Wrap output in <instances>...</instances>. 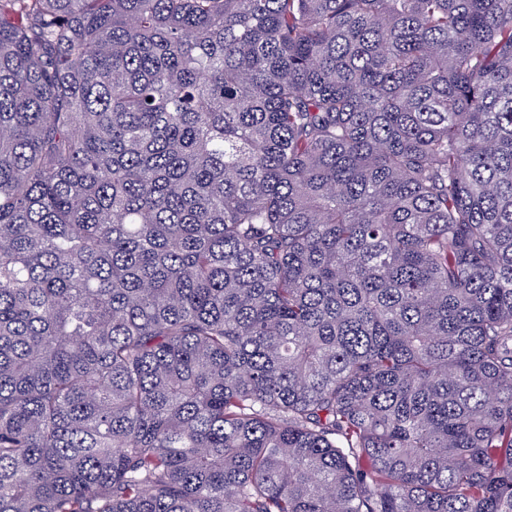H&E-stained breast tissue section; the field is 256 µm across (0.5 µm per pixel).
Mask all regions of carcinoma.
<instances>
[{"instance_id": "carcinoma-1", "label": "carcinoma", "mask_w": 512, "mask_h": 512, "mask_svg": "<svg viewBox=\"0 0 512 512\" xmlns=\"http://www.w3.org/2000/svg\"><path fill=\"white\" fill-rule=\"evenodd\" d=\"M0 512H512V0H0Z\"/></svg>"}]
</instances>
